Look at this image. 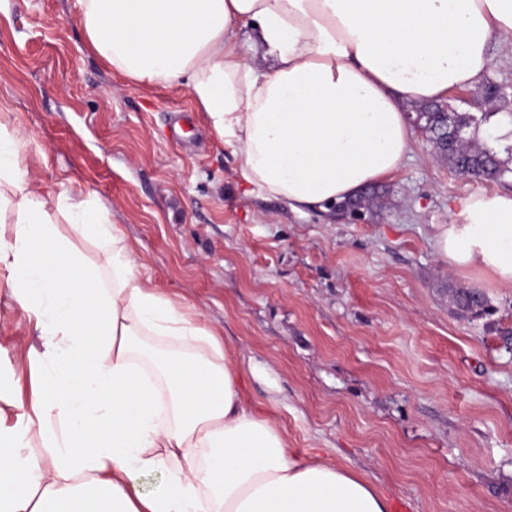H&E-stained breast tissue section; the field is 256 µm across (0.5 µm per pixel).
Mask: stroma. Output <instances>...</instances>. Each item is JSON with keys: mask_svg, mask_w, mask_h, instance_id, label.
Here are the masks:
<instances>
[{"mask_svg": "<svg viewBox=\"0 0 512 512\" xmlns=\"http://www.w3.org/2000/svg\"><path fill=\"white\" fill-rule=\"evenodd\" d=\"M483 82L506 89L512 41ZM48 185L109 209L143 276L242 357L244 396L291 452L356 472L407 512H512V288L452 272L432 227L485 182L413 131L360 216L295 214L246 193L185 84L145 87L85 46L73 0H0V113ZM485 294L458 317L449 286ZM0 295V350L40 347Z\"/></svg>", "mask_w": 512, "mask_h": 512, "instance_id": "35a3bbf8", "label": "stroma"}]
</instances>
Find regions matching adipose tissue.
<instances>
[{
  "label": "adipose tissue",
  "mask_w": 512,
  "mask_h": 512,
  "mask_svg": "<svg viewBox=\"0 0 512 512\" xmlns=\"http://www.w3.org/2000/svg\"><path fill=\"white\" fill-rule=\"evenodd\" d=\"M74 5L96 55L138 83H185L239 182L297 213L398 171L409 109L474 86L512 35V0ZM23 146L1 113L0 284L42 347L0 355V512H389L362 476L291 454L218 333L141 277L99 198L45 185ZM39 245L60 263L35 264ZM433 245L512 287V191L462 199Z\"/></svg>",
  "instance_id": "obj_1"
}]
</instances>
